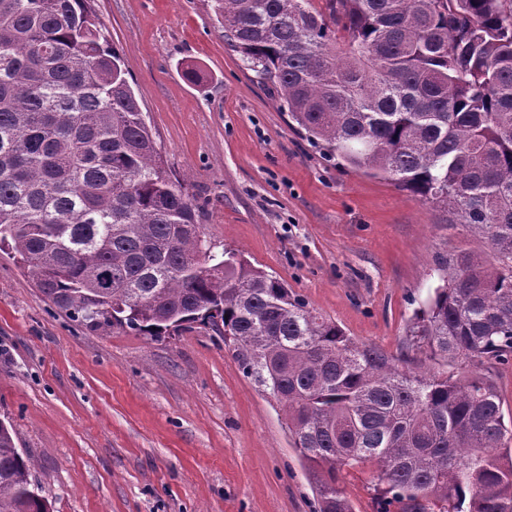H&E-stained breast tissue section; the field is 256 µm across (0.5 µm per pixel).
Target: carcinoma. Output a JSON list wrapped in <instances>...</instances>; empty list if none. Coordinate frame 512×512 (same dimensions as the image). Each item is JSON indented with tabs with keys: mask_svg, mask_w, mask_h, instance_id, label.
<instances>
[{
	"mask_svg": "<svg viewBox=\"0 0 512 512\" xmlns=\"http://www.w3.org/2000/svg\"><path fill=\"white\" fill-rule=\"evenodd\" d=\"M92 0H0V248L90 328L210 326L281 404L319 512L378 466L377 512H512V416L483 367L512 357V0H219L224 38L314 142L482 239L399 367L234 250L204 269L196 200L164 166ZM0 421V512H49Z\"/></svg>",
	"mask_w": 512,
	"mask_h": 512,
	"instance_id": "cac0c4a2",
	"label": "carcinoma"
}]
</instances>
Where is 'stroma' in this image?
Listing matches in <instances>:
<instances>
[{
	"mask_svg": "<svg viewBox=\"0 0 512 512\" xmlns=\"http://www.w3.org/2000/svg\"><path fill=\"white\" fill-rule=\"evenodd\" d=\"M167 169L215 251L287 282L355 341L437 370L407 334L436 261L478 238L394 181L329 156L224 38L216 0H94ZM0 420L51 512H316L285 413L211 329L94 331L0 251ZM368 463L342 474L376 512Z\"/></svg>",
	"mask_w": 512,
	"mask_h": 512,
	"instance_id": "obj_1",
	"label": "stroma"
}]
</instances>
